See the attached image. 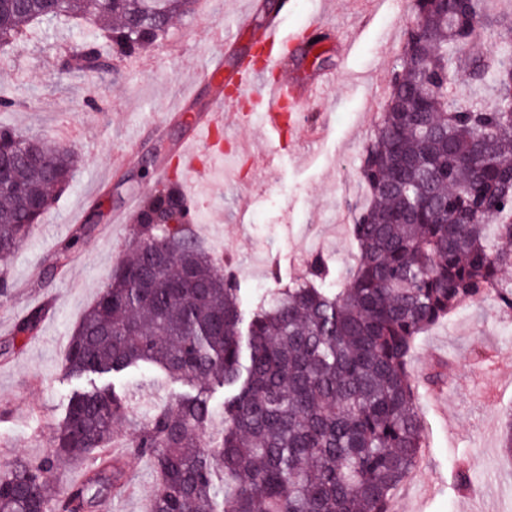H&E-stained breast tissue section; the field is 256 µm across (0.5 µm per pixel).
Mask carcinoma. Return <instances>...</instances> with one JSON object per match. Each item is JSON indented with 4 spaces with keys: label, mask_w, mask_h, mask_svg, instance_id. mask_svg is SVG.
Returning a JSON list of instances; mask_svg holds the SVG:
<instances>
[{
    "label": "carcinoma",
    "mask_w": 512,
    "mask_h": 512,
    "mask_svg": "<svg viewBox=\"0 0 512 512\" xmlns=\"http://www.w3.org/2000/svg\"><path fill=\"white\" fill-rule=\"evenodd\" d=\"M194 0H0V48L45 22L71 26L62 69L112 82L114 55H139ZM494 46L485 53L477 38ZM388 104L359 178L368 199L352 225L356 265L326 284L323 259L250 310L195 236L178 184L151 196L120 262L69 337L75 377L153 368L198 386L136 415L111 386L77 390L54 451L0 471V512L49 507L62 462H91L57 512H88L126 473L104 453L118 424L149 458V512H391L423 447L409 363L417 336L459 306L512 310V0H417ZM0 149L25 194L52 208L75 153L0 125ZM0 192V258L30 229ZM150 279L142 287L141 275ZM224 387V428L208 389Z\"/></svg>",
    "instance_id": "1"
}]
</instances>
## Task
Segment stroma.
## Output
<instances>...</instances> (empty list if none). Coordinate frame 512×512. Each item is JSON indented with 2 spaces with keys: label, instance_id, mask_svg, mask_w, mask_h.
<instances>
[{
  "label": "stroma",
  "instance_id": "stroma-1",
  "mask_svg": "<svg viewBox=\"0 0 512 512\" xmlns=\"http://www.w3.org/2000/svg\"><path fill=\"white\" fill-rule=\"evenodd\" d=\"M273 2L284 30L324 20L317 41L296 43L290 56L291 76H336L317 106L326 129L314 141L296 115L262 141L256 124L236 118L241 95L224 98L215 83L187 90L188 69L205 66L225 42L234 54L247 53L258 27L253 0H194L170 36L144 56L143 67L114 58L112 82L101 89L94 78L63 73L64 28L32 38L0 61V84L17 100L0 110V122L82 158L53 208L0 263V468L53 452L55 427L78 387L111 383L133 402L153 405L191 395V387L148 369L78 382L63 362L73 328L113 268L132 255L134 224L114 217L151 186L142 161L177 163L192 117L210 112L216 99L226 112L223 155L208 167L189 222L207 247L225 245L245 304L275 283L299 278L313 255H324L336 278L355 264L350 227L355 203L367 195L357 169L385 109L410 8L394 7L393 0ZM348 38L354 46L346 51L341 44ZM163 114L169 120L159 133L150 119ZM88 222V237L71 244L76 225ZM62 249L66 260L53 263ZM34 310L44 313L36 329L17 333ZM410 368L425 446L395 490L392 512H512V460L502 446L512 416V311L491 299L456 309L417 338ZM118 432L113 454L126 466L130 489L101 498L93 512H148L154 469L129 448L130 430L122 425Z\"/></svg>",
  "mask_w": 512,
  "mask_h": 512
}]
</instances>
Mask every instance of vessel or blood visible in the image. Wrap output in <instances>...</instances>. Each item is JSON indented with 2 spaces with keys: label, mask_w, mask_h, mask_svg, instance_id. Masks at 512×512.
Returning a JSON list of instances; mask_svg holds the SVG:
<instances>
[{
  "label": "vessel or blood",
  "mask_w": 512,
  "mask_h": 512,
  "mask_svg": "<svg viewBox=\"0 0 512 512\" xmlns=\"http://www.w3.org/2000/svg\"><path fill=\"white\" fill-rule=\"evenodd\" d=\"M304 32L297 31L288 35L281 34L278 22L272 21L259 29L255 42L261 52V62L257 65H245L242 69L229 72L224 68L222 58H215L212 65L196 70L195 82L206 83L214 80L235 84L246 91H254L257 115L266 131L280 130L285 106H294L299 112H306L314 102L324 100L336 78L324 74L313 81L302 82L293 78H284L277 82L267 81L265 74L270 70L282 71L288 66L284 53L286 45L303 41ZM224 126V115L210 112L192 121V134L179 148L182 170L187 179L200 184L206 179V171L198 161L203 150H210L212 156H219L216 147V132Z\"/></svg>",
  "instance_id": "b4317fda"
}]
</instances>
